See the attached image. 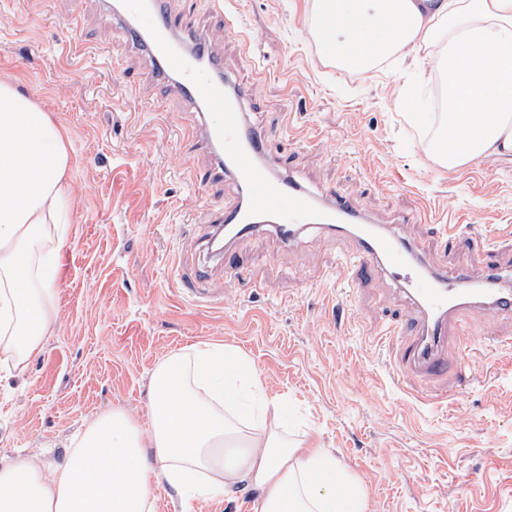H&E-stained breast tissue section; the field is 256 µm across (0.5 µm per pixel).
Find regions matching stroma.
<instances>
[{
    "label": "stroma",
    "instance_id": "obj_1",
    "mask_svg": "<svg viewBox=\"0 0 512 512\" xmlns=\"http://www.w3.org/2000/svg\"><path fill=\"white\" fill-rule=\"evenodd\" d=\"M194 12L249 87V122L273 129L271 164L354 199L439 271L492 252L512 277V156L442 171L427 131L404 119L402 72L357 74L325 62L304 27L310 0H171ZM105 0H0V79L69 135L74 210L61 249L57 327L24 370L0 355V460H62L70 438L120 408L148 427L150 377L164 357L209 343L239 348L268 397L293 404L289 438L324 448L357 479L366 512H512V315L474 310L468 348L448 371L390 385L394 322L415 311L380 274L353 285L336 266L354 238L307 233L244 243V275L214 276L210 304L182 291L203 260L207 155L176 96L159 101L144 58L113 33ZM463 214L447 242L439 220ZM443 392L425 404L419 392Z\"/></svg>",
    "mask_w": 512,
    "mask_h": 512
}]
</instances>
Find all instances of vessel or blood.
Wrapping results in <instances>:
<instances>
[{
	"label": "vessel or blood",
	"mask_w": 512,
	"mask_h": 512,
	"mask_svg": "<svg viewBox=\"0 0 512 512\" xmlns=\"http://www.w3.org/2000/svg\"><path fill=\"white\" fill-rule=\"evenodd\" d=\"M112 22L122 39L145 53L154 81L176 91L191 113L195 140L210 156L200 186L231 181L232 198L209 204L207 253L221 270L239 273L238 242L270 232L287 243L307 232L354 235L357 251L345 260L351 276L375 271L402 279L416 309L413 328L397 324L390 333L402 345L408 369L444 372L448 336L473 306L496 317L512 313V291L501 288L492 258L479 266L462 262L450 275L434 272L405 239L382 231L354 201L306 186L291 169L270 166L271 130L249 124L250 91L224 71V61L206 34L170 0H117Z\"/></svg>",
	"instance_id": "vessel-or-blood-1"
}]
</instances>
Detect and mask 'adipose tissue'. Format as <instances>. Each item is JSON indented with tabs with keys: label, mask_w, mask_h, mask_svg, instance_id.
<instances>
[{
	"label": "adipose tissue",
	"mask_w": 512,
	"mask_h": 512,
	"mask_svg": "<svg viewBox=\"0 0 512 512\" xmlns=\"http://www.w3.org/2000/svg\"><path fill=\"white\" fill-rule=\"evenodd\" d=\"M307 30L324 60L367 73L411 65L438 81L444 109L409 91L410 122L430 129L425 154L453 171L512 154V0H311ZM64 134L12 82L0 80V350L15 365L39 354L56 324L58 244L73 198ZM142 434L121 410L87 424L64 461L44 471L0 464V512H153L164 477L180 512L197 502L259 496V512H365V498L323 448L285 431L255 364L233 347L200 343L152 372Z\"/></svg>",
	"instance_id": "obj_1"
}]
</instances>
